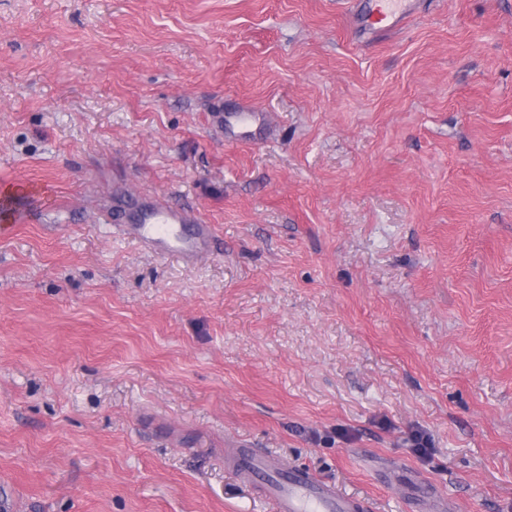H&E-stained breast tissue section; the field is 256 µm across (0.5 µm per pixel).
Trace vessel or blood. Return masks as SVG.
I'll return each instance as SVG.
<instances>
[{
	"instance_id": "obj_1",
	"label": "vessel or blood",
	"mask_w": 512,
	"mask_h": 512,
	"mask_svg": "<svg viewBox=\"0 0 512 512\" xmlns=\"http://www.w3.org/2000/svg\"><path fill=\"white\" fill-rule=\"evenodd\" d=\"M356 7L371 29L392 27L413 12L406 0H358ZM216 121L225 139L232 142L259 140L269 129L267 115L256 111H223ZM118 230L154 254H173L188 262L213 249L210 225L189 210L161 200L133 205ZM234 465L244 478L262 486L276 512H368L362 499L344 496L335 484L319 480L305 469L284 466L259 450L238 456Z\"/></svg>"
}]
</instances>
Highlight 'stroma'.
<instances>
[{
  "instance_id": "1",
  "label": "stroma",
  "mask_w": 512,
  "mask_h": 512,
  "mask_svg": "<svg viewBox=\"0 0 512 512\" xmlns=\"http://www.w3.org/2000/svg\"><path fill=\"white\" fill-rule=\"evenodd\" d=\"M352 2L0 0L7 512H274L231 448L512 512V0ZM128 193L212 254L121 237ZM408 0H358L357 11L366 23V27L376 29L390 28L408 18L413 8L405 4ZM224 138L232 142H253L269 131V119L264 112H219L215 116ZM117 225L120 233L135 238L156 255L173 254L193 262L213 249L215 236L210 224L165 201L136 203L126 222Z\"/></svg>"
}]
</instances>
